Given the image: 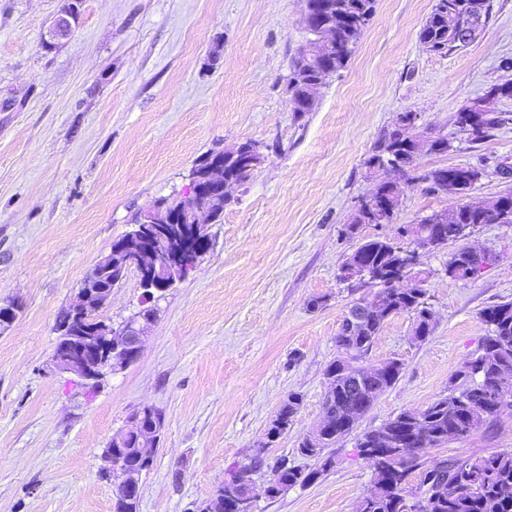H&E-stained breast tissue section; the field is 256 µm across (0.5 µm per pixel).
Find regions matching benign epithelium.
<instances>
[{"instance_id":"obj_1","label":"benign epithelium","mask_w":512,"mask_h":512,"mask_svg":"<svg viewBox=\"0 0 512 512\" xmlns=\"http://www.w3.org/2000/svg\"><path fill=\"white\" fill-rule=\"evenodd\" d=\"M305 25L315 38L313 45L303 50L307 64L314 65L326 80L334 75L330 70L331 40L336 24L347 21L339 11L335 0H306ZM70 12L63 11L49 28L46 44L52 45L60 36L67 35L73 27ZM507 84L497 85L489 90V96L469 101L462 107L464 112H480L492 105V98L511 89ZM234 155L244 159L252 169H257L264 156L260 146L246 141L231 151L212 152L200 159L191 172L190 196L181 204L172 206L167 199H160L153 209L140 215L128 231L112 248L119 257L123 269H135L144 289L143 302L154 301L155 293L172 288L196 268L207 249H198L194 241L207 238L205 224L215 221L224 211L227 201L226 187L229 183L221 175L223 157ZM505 188L493 201L492 211L505 217L512 207V177L504 179ZM468 227L459 226L448 232V226H436L433 238L441 241L448 235H463ZM410 239L404 245L400 239ZM431 238V239H433ZM431 239H422L414 234L410 225L400 227L392 237L385 240L394 244L397 251L405 252L407 262L417 264L422 252L433 247ZM348 283L355 288H378L381 278L371 268L353 258H347L345 266ZM112 294L109 288H100L91 277L81 285L80 302L68 310L67 323L59 328L60 336L54 352L55 365L66 372L74 373L85 381L96 383L106 373L123 367L129 357L137 356L141 332L135 320L128 321L119 329L98 318L97 313ZM386 448L392 454L408 460L412 444L392 438L386 441ZM113 469L120 472L122 481L116 487V495L136 497L141 493V484L136 471L129 465L113 459Z\"/></svg>"}]
</instances>
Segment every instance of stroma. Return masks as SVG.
<instances>
[{"mask_svg": "<svg viewBox=\"0 0 512 512\" xmlns=\"http://www.w3.org/2000/svg\"><path fill=\"white\" fill-rule=\"evenodd\" d=\"M66 0H0V512H112L115 480L105 449L129 415L162 417L142 476L139 512H204L231 469L263 450V486L280 459L309 471L299 441L317 425L336 359V336L359 292L341 266L364 240L394 234L458 204L424 176L455 165L487 174L465 199L492 201L497 164L512 161V121L479 144L454 124L459 108L512 82V0H491L481 35L445 54L418 32L434 0H376L347 66L314 111L292 112L289 64L306 43L304 0H83L74 31L54 48L44 34ZM404 112L416 131L453 138L445 154L421 153L401 175L393 223L346 237L358 200L373 186L366 165ZM244 141L262 165L230 191L197 268L157 302L141 351L93 385L53 360L57 322L86 276L140 214L184 196L207 153ZM493 254L473 278H448L451 253ZM433 332L413 336L412 314L391 317L363 358L399 360L397 382L332 448V465L280 496L258 495L254 512H355L374 481L357 454L359 433L447 393L448 379L481 346L480 313L512 302V224H481L426 252L419 265ZM136 273L112 290L100 317L120 326L141 309ZM319 300L310 309L311 300ZM303 397L287 431H267L289 394ZM512 450V411L491 427L419 452L443 460Z\"/></svg>", "mask_w": 512, "mask_h": 512, "instance_id": "35a3bbf8", "label": "stroma"}]
</instances>
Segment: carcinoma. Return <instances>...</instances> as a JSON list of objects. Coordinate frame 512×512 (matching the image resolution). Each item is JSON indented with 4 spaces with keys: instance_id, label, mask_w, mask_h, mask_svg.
<instances>
[{
    "instance_id": "carcinoma-1",
    "label": "carcinoma",
    "mask_w": 512,
    "mask_h": 512,
    "mask_svg": "<svg viewBox=\"0 0 512 512\" xmlns=\"http://www.w3.org/2000/svg\"><path fill=\"white\" fill-rule=\"evenodd\" d=\"M342 3L346 13L363 15L365 20L355 28H336L332 51L338 71L346 66L372 19L375 0H342ZM471 4L473 0H436L419 32L420 42L427 50L443 54L463 46L461 36L469 25ZM507 121L501 112H477L473 134L467 137V141L478 144ZM453 149V142L446 137L434 139L423 148L415 142L407 143V139L390 130L382 136L366 165H371L372 160L385 151L400 157L403 164L411 167L424 150L444 154ZM494 223L496 219L486 212L461 204L424 217L416 224V233L429 237L438 224L451 228L460 224ZM356 252L362 253L366 264L374 270L397 275L402 269L400 254L387 251L380 242L369 239L360 244ZM469 264L468 253L461 248L451 254L446 267L452 269L451 278L465 279ZM376 296L379 299L378 314L365 318L345 339L346 355L351 362L359 361L369 351L384 322L393 315L405 312L414 315V336L422 341L432 332V323L426 317L425 289L409 288L398 294L390 288H381ZM481 317L489 326L488 335L476 356L450 376L448 394L438 396L417 417L410 411H404L382 426L364 432L357 441L359 456H364V449L377 447L380 438L387 433L409 438L418 430L428 437L426 447L430 448L465 438L498 418L501 408L496 398L497 377L503 372L512 373V302L486 308ZM393 364L391 375L371 378L364 376L358 366L345 368L341 360L332 361L325 370L328 389L323 399L324 414L334 416L336 409L355 407L368 396L377 399L399 377L401 364L396 360ZM301 404V395H288L268 429L270 440L277 439L288 430ZM143 421L146 433L127 438L124 446L117 450L119 456L138 468L142 467L138 462L139 455L148 448L160 416L148 415ZM334 444V429L305 437L297 451L321 461V469L306 473L283 460L273 469L272 483L266 495L275 498L291 487L315 481L320 470L332 465V458L324 451ZM263 465L264 457L259 451L249 464L231 472L224 480V485L218 490L224 512H238L237 502L249 491L247 484L239 482L240 474L252 473ZM371 466L376 474L375 486L358 501L356 512H407L410 498L415 499L417 512H512V451L443 462L435 466L413 490L409 487L412 467L401 469L397 462L382 466L374 461Z\"/></svg>"
}]
</instances>
